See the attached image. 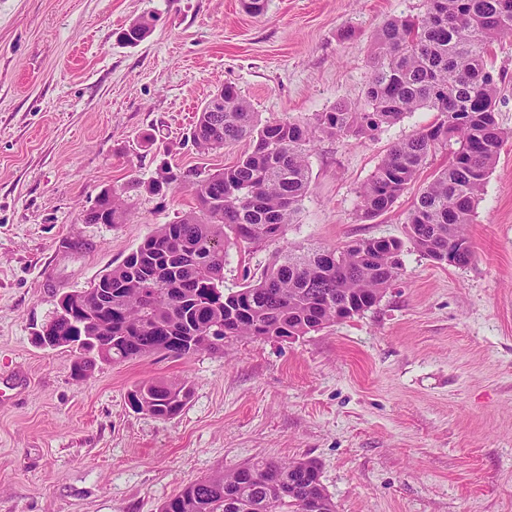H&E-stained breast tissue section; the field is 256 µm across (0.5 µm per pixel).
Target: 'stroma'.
Segmentation results:
<instances>
[{
    "mask_svg": "<svg viewBox=\"0 0 512 512\" xmlns=\"http://www.w3.org/2000/svg\"><path fill=\"white\" fill-rule=\"evenodd\" d=\"M0 0V512H159L186 485L256 460H315L336 512H512V38L490 51L507 139L466 230L465 267L405 245L401 276L369 310L293 340L232 337L220 352L96 361L37 334L63 294L87 290L195 205L191 182L143 189L162 166L200 177L241 141L198 151L201 104L231 85L261 121H313L358 102L371 41L422 0ZM155 16L140 43L118 34ZM425 109L366 138L318 137L310 186L279 242L229 249L224 286L284 249L404 237L416 195L358 216V192ZM105 189L128 219L88 224ZM188 382L179 415L135 409L145 382Z\"/></svg>",
    "mask_w": 512,
    "mask_h": 512,
    "instance_id": "obj_1",
    "label": "stroma"
}]
</instances>
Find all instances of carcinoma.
<instances>
[{
    "mask_svg": "<svg viewBox=\"0 0 512 512\" xmlns=\"http://www.w3.org/2000/svg\"><path fill=\"white\" fill-rule=\"evenodd\" d=\"M424 13L397 18L377 30L373 73L363 102L316 114L314 123H262L232 85L224 86V111L199 112L192 131L197 149L209 151L247 140L250 151L235 164L193 183L194 210L148 236L117 266L112 279V327L79 330L64 316L53 325L58 346L83 352L74 371L95 359L125 362L164 353L185 357L213 349L212 339L304 336L374 306L401 275L404 242L396 237L361 239L327 249L278 253L260 277L224 292V261L233 245L247 251L276 242L293 223L309 188L307 147L315 134L372 136L421 108L437 121L393 145L362 186L365 218L387 212L416 182L440 147L448 167L423 187L406 216L408 241L438 263L464 267L474 258L466 225L472 222L504 133L495 112L497 84L488 69L490 47L512 36V11L503 0H423ZM151 31L143 18L120 33L134 45ZM185 175L165 167L145 184L151 194L177 187ZM127 209L104 190L87 212L88 224H118ZM154 296L145 298V276ZM146 412L169 420L189 399L186 382H148L133 389ZM310 497L318 512H335L312 460H256L185 486L160 512H304Z\"/></svg>",
    "mask_w": 512,
    "mask_h": 512,
    "instance_id": "obj_1",
    "label": "carcinoma"
}]
</instances>
